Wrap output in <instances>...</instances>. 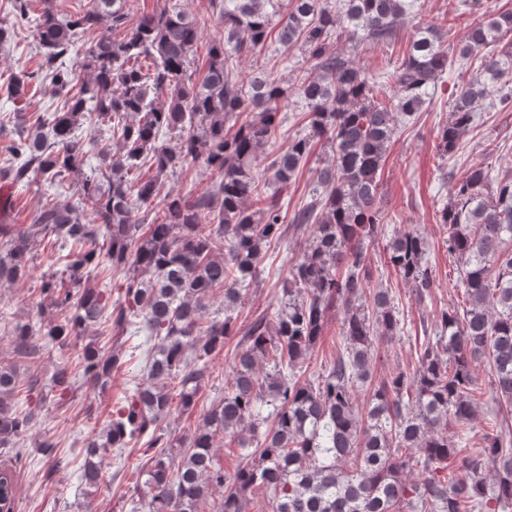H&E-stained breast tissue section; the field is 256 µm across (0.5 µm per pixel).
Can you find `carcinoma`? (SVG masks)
Wrapping results in <instances>:
<instances>
[{
	"instance_id": "1",
	"label": "carcinoma",
	"mask_w": 512,
	"mask_h": 512,
	"mask_svg": "<svg viewBox=\"0 0 512 512\" xmlns=\"http://www.w3.org/2000/svg\"><path fill=\"white\" fill-rule=\"evenodd\" d=\"M224 38L208 50L204 72L189 73L200 39L196 19L175 0L133 20L126 0H86L58 16L37 13L31 0H11L16 19L34 27L41 70L61 105L51 112L17 113L18 137L5 147L0 180L19 184L39 175L61 184L73 178L92 217L70 203L47 199L30 222L17 224L15 203H0V284L28 279L33 252L42 244L67 251L61 276L40 286L42 301L63 313L43 321L38 334L65 347L89 335L101 321L122 335L140 320L147 333L146 379L124 396L106 426L86 443L81 482L104 481L102 457L149 436L139 489L147 512H200L217 492V512H247L249 495L269 494L271 512H512V174L491 175L481 166L456 179L439 212L448 254L460 266L466 307L447 310L434 335L421 345L415 368L373 384L379 341L401 331L391 289L372 287L365 245L379 233L380 175L397 123L421 111L448 70L444 34L422 28L386 78L393 93L375 82L329 38L342 32L354 49L391 45L406 0H211ZM276 40L304 52L309 67L296 94L309 108L307 132L293 138L259 181L263 150L282 123L290 89L262 72L244 89L237 59L261 53ZM97 36L86 42L81 36ZM512 10L485 9L456 54L484 58L462 87L448 122L438 132V152L450 157L486 100L512 102ZM35 75L19 70L0 84V96L30 105ZM107 127L117 151L87 170L95 142L83 127ZM331 159L317 170L314 198L292 223L306 225L309 243L288 267L284 300L272 318L245 329L235 309L245 299L264 245L283 237L281 196L319 142ZM200 162L218 174L192 195L164 188L165 179ZM427 239L399 231L386 245L387 264L413 287L416 302L434 280L425 256ZM125 272L123 294L89 285L94 273ZM224 317L209 313L217 294ZM343 312V351L317 378L301 379L307 356L331 312ZM241 336L230 386L183 442L174 463L162 423L196 404L208 361L230 336ZM16 353L40 354L33 325L12 332ZM487 362L494 378L495 423L471 448L477 406L470 395L473 365ZM124 366L90 341L82 376L94 389L112 386ZM178 383L179 391L171 392ZM17 370L0 364V456L14 448L36 419L15 407ZM374 386L363 405L355 390ZM73 386L66 367L53 388ZM237 445L245 463L224 471L217 441ZM40 454L57 467V443L44 435ZM460 462V473L450 470ZM4 507L13 512V468L4 469Z\"/></svg>"
}]
</instances>
